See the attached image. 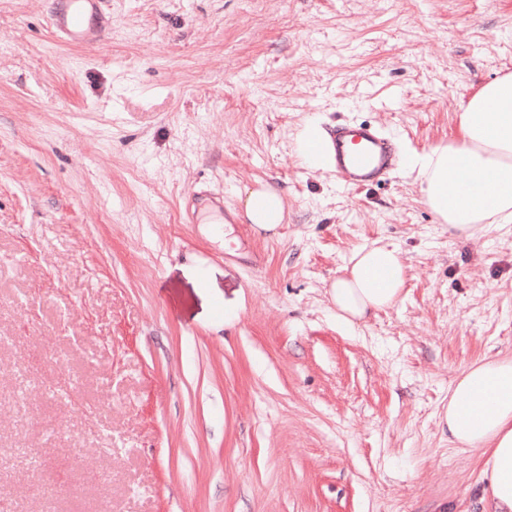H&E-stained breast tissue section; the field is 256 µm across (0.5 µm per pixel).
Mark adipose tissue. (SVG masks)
Returning a JSON list of instances; mask_svg holds the SVG:
<instances>
[{"label": "adipose tissue", "mask_w": 512, "mask_h": 512, "mask_svg": "<svg viewBox=\"0 0 512 512\" xmlns=\"http://www.w3.org/2000/svg\"><path fill=\"white\" fill-rule=\"evenodd\" d=\"M424 204L437 223L461 237L490 224L512 223V73L482 85L463 101L459 135L412 159ZM245 216L264 231L285 218L280 194L263 185L246 192ZM405 267L396 250L358 248L331 285L336 319L351 327L402 298ZM448 441L485 450L484 512H512V357L467 364L448 388Z\"/></svg>", "instance_id": "obj_1"}]
</instances>
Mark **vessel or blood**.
<instances>
[{"instance_id":"1","label":"vessel or blood","mask_w":512,"mask_h":512,"mask_svg":"<svg viewBox=\"0 0 512 512\" xmlns=\"http://www.w3.org/2000/svg\"><path fill=\"white\" fill-rule=\"evenodd\" d=\"M50 26L58 38L81 46L99 42L112 27L105 0H55ZM330 166L355 188L378 183L394 173L400 157L394 142L367 124H342L323 145Z\"/></svg>"}]
</instances>
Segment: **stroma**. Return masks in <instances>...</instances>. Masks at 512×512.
<instances>
[{
	"mask_svg": "<svg viewBox=\"0 0 512 512\" xmlns=\"http://www.w3.org/2000/svg\"><path fill=\"white\" fill-rule=\"evenodd\" d=\"M51 3L0 0V512H483L443 416L512 356V224L457 237L407 169L355 190L297 137H457L512 0H107L92 47ZM373 242L403 296L346 328ZM320 131L314 126H307L299 136V148L304 159L316 168L324 167L326 159L321 149ZM244 211L249 224L264 231L275 230L285 218L282 197L268 185L246 191ZM336 277L330 296L336 320L353 327L370 314L392 308L402 298L405 267L394 249L364 245L358 248Z\"/></svg>",
	"mask_w": 512,
	"mask_h": 512,
	"instance_id": "1",
	"label": "stroma"
}]
</instances>
